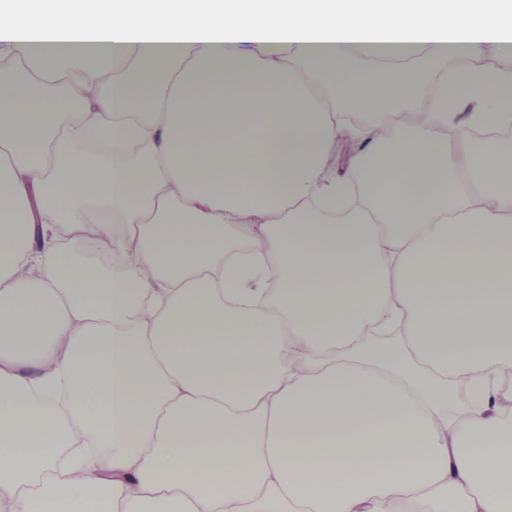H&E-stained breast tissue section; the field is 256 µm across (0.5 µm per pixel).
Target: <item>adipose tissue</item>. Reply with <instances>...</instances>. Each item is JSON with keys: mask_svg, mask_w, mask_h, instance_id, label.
<instances>
[{"mask_svg": "<svg viewBox=\"0 0 512 512\" xmlns=\"http://www.w3.org/2000/svg\"><path fill=\"white\" fill-rule=\"evenodd\" d=\"M504 2L0 12V512H512ZM357 149V144L350 136L340 139L336 155L328 168V174L332 178L340 177L345 171V160Z\"/></svg>", "mask_w": 512, "mask_h": 512, "instance_id": "adipose-tissue-1", "label": "adipose tissue"}]
</instances>
